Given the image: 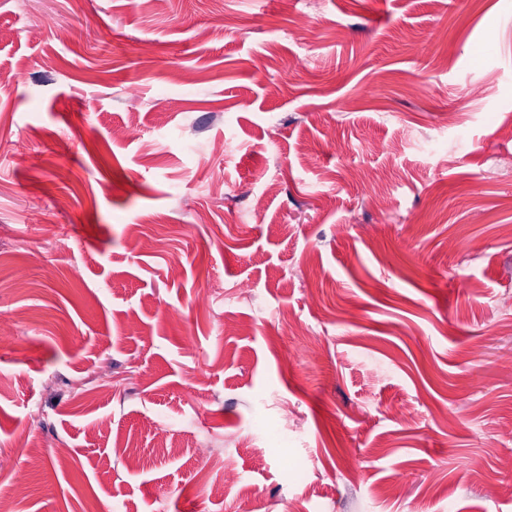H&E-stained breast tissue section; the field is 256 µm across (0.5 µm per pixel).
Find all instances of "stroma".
<instances>
[{"label":"stroma","instance_id":"obj_1","mask_svg":"<svg viewBox=\"0 0 512 512\" xmlns=\"http://www.w3.org/2000/svg\"><path fill=\"white\" fill-rule=\"evenodd\" d=\"M508 156L512 0H0V493L512 512Z\"/></svg>","mask_w":512,"mask_h":512}]
</instances>
